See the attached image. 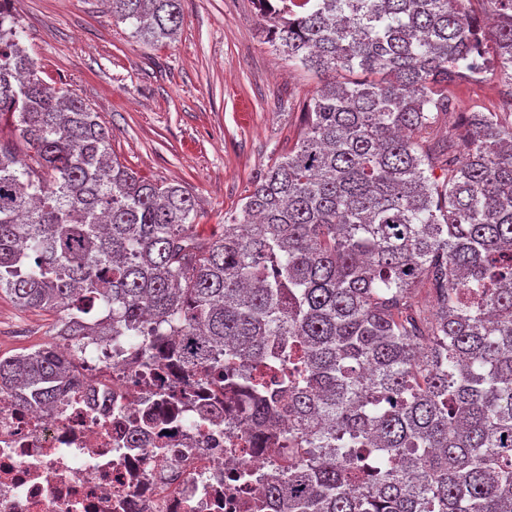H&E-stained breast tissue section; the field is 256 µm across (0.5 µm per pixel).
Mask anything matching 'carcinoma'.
<instances>
[{"label":"carcinoma","instance_id":"obj_1","mask_svg":"<svg viewBox=\"0 0 512 512\" xmlns=\"http://www.w3.org/2000/svg\"><path fill=\"white\" fill-rule=\"evenodd\" d=\"M8 2L0 126L28 153L0 142V297L58 314L72 347L1 353L0 392L53 404L91 339L150 322V356L244 396L261 431L288 419L270 512H512V121L463 112V139L421 144L484 40L512 86V0L482 34L461 0H258L320 85L207 237L184 186L125 166L80 96L44 86ZM107 2L145 43L180 27L181 0Z\"/></svg>","mask_w":512,"mask_h":512}]
</instances>
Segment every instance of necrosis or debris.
Instances as JSON below:
<instances>
[{"label": "necrosis or debris", "mask_w": 512, "mask_h": 512, "mask_svg": "<svg viewBox=\"0 0 512 512\" xmlns=\"http://www.w3.org/2000/svg\"><path fill=\"white\" fill-rule=\"evenodd\" d=\"M82 382L48 407L0 393V512H251L287 449L257 435L243 398L198 391L166 420L190 378L145 364L125 339L93 341ZM249 473L247 484L234 481Z\"/></svg>", "instance_id": "4bbe7bcc"}]
</instances>
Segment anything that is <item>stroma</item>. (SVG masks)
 I'll list each match as a JSON object with an SVG mask.
<instances>
[{
  "label": "stroma",
  "mask_w": 512,
  "mask_h": 512,
  "mask_svg": "<svg viewBox=\"0 0 512 512\" xmlns=\"http://www.w3.org/2000/svg\"><path fill=\"white\" fill-rule=\"evenodd\" d=\"M43 82L97 112L117 158L186 187L207 231L241 206L252 176L287 152L315 79L262 37L254 0H182L175 40L150 45L104 0H13ZM496 79L461 82L457 112L501 109ZM57 314L0 298V352L51 340Z\"/></svg>",
  "instance_id": "stroma-1"
}]
</instances>
